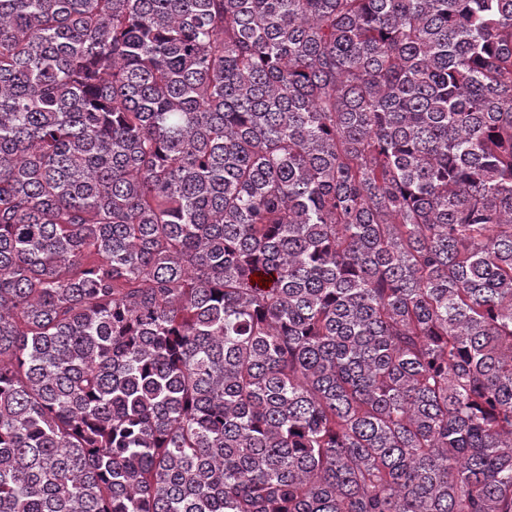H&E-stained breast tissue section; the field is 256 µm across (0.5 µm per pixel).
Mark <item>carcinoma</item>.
<instances>
[{
	"mask_svg": "<svg viewBox=\"0 0 512 512\" xmlns=\"http://www.w3.org/2000/svg\"><path fill=\"white\" fill-rule=\"evenodd\" d=\"M0 512H512V0H0Z\"/></svg>",
	"mask_w": 512,
	"mask_h": 512,
	"instance_id": "carcinoma-1",
	"label": "carcinoma"
}]
</instances>
